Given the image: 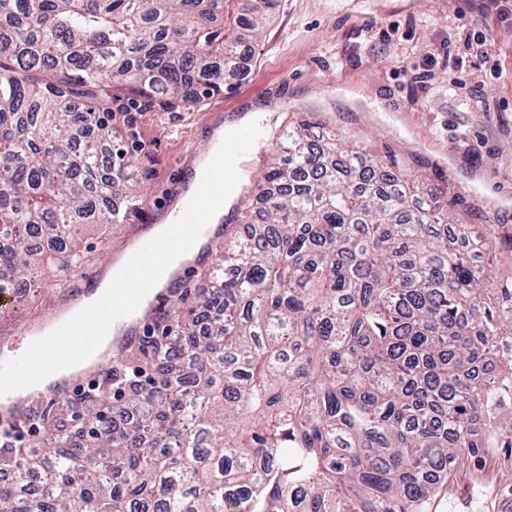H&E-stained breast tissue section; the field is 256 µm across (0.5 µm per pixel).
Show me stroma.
Instances as JSON below:
<instances>
[{
	"mask_svg": "<svg viewBox=\"0 0 512 512\" xmlns=\"http://www.w3.org/2000/svg\"><path fill=\"white\" fill-rule=\"evenodd\" d=\"M477 29L488 31L486 43L473 40ZM247 66V76L228 75L220 92L191 105L108 88L140 134L142 149L121 145L145 178L126 224L76 225L87 267L106 270L142 239L159 222L177 163L193 164L220 127L251 116L262 134L240 159L232 211L270 161L274 132L318 121L408 159L423 189H447L457 222L498 225L485 260L499 280L512 279V0H276ZM74 277L31 263L26 289L0 301V347L41 335L71 298L55 281ZM482 466L462 459L447 512H504L491 481L471 479Z\"/></svg>",
	"mask_w": 512,
	"mask_h": 512,
	"instance_id": "35a3bbf8",
	"label": "stroma"
}]
</instances>
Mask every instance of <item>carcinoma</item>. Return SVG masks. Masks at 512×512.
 <instances>
[{"mask_svg":"<svg viewBox=\"0 0 512 512\" xmlns=\"http://www.w3.org/2000/svg\"><path fill=\"white\" fill-rule=\"evenodd\" d=\"M270 3L0 0V283L24 279L28 238L68 267L71 225L128 219L99 143L121 173L134 161L102 90L221 91ZM255 202L252 234L216 249L218 287L139 342L190 371L169 386L111 366L73 400L19 410L39 434L27 456L0 439V512H425L459 456L512 449V359L483 376L512 337V284L477 259L497 225L474 235L447 192L424 198L400 162L311 124Z\"/></svg>","mask_w":512,"mask_h":512,"instance_id":"obj_1","label":"carcinoma"}]
</instances>
